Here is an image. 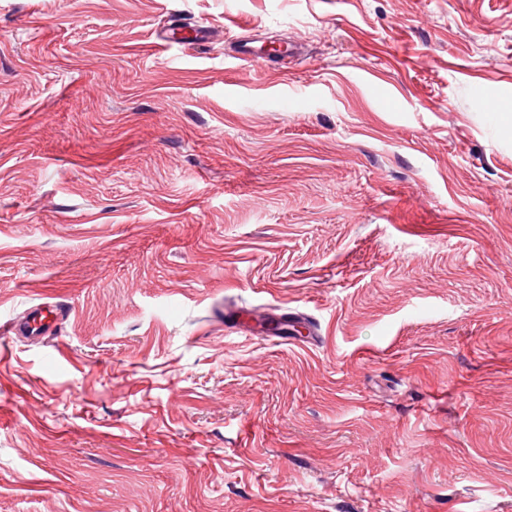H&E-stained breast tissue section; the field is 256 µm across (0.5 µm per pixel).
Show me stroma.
<instances>
[{
    "label": "stroma",
    "mask_w": 512,
    "mask_h": 512,
    "mask_svg": "<svg viewBox=\"0 0 512 512\" xmlns=\"http://www.w3.org/2000/svg\"><path fill=\"white\" fill-rule=\"evenodd\" d=\"M511 117L512 0H0V512H512ZM160 39L165 43H191L197 46L209 43V36L204 28L184 26L179 23H173ZM298 48L288 43L286 46L274 49V53L269 50H264L262 46L254 45L253 39L247 36L235 39L233 46L234 58L239 62H246L249 64L259 63L264 60L272 61L274 56L278 58L274 61L279 64L284 70H287L286 64L288 59L297 55ZM66 313L62 307L46 302L31 307L21 321L6 320L0 325V329L2 334L7 332L28 337L54 336L60 329V321Z\"/></svg>",
    "instance_id": "stroma-1"
}]
</instances>
